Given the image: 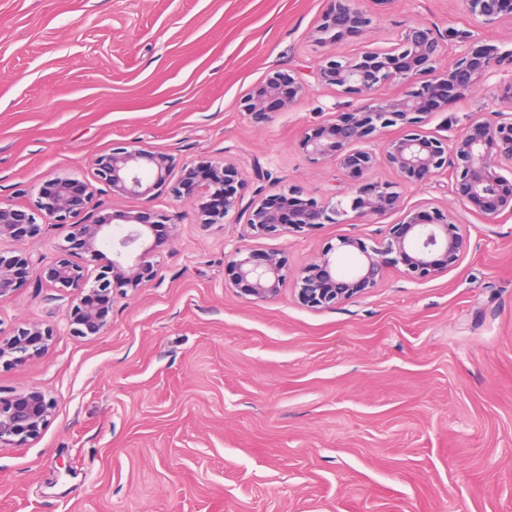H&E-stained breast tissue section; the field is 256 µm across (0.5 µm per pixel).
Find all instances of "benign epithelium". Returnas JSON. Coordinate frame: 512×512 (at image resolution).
I'll list each match as a JSON object with an SVG mask.
<instances>
[{"instance_id":"obj_1","label":"benign epithelium","mask_w":512,"mask_h":512,"mask_svg":"<svg viewBox=\"0 0 512 512\" xmlns=\"http://www.w3.org/2000/svg\"><path fill=\"white\" fill-rule=\"evenodd\" d=\"M469 12L482 27L512 19V0H467ZM371 19L356 0H330L317 32L328 47L318 64V82L355 99L357 105L302 133L300 149L314 161L333 162L351 180L350 187L318 200L299 187H290L250 205L246 227L256 234L303 233L321 224L380 219L395 210L399 194L390 183H357L379 163L393 168L407 182L425 185L448 172L453 193L485 220L512 217V78L501 96L506 105L485 112L465 130L444 122V135L421 129L425 117L448 110V103L469 97L479 80L485 81L512 65V49L487 41L473 47L464 40L447 71L421 79V72L446 52L447 44L426 24L407 27L383 49H369L348 58L335 49L345 36L360 33ZM386 83L400 86L391 98L378 95ZM308 93L299 76L276 72L242 98L243 111L257 119L286 111ZM401 123L405 134L386 142L382 152L365 146L370 136ZM173 162L144 149L116 151L98 160V177L114 196L141 197L166 184ZM204 178L189 185L187 194L208 201L200 208L203 224H217L241 205L239 184L229 178L233 168L223 161L203 163ZM70 229L68 240L92 259L101 256L99 244L111 241L112 258L95 278L87 266L71 258L69 250L33 255L23 250L0 251V301L9 299L21 280L35 275L48 287L75 302L65 318L71 333L97 336L110 321L115 294L135 292L156 277L151 261L159 238H168L180 216L154 223L142 213H101V203L86 185L56 177L38 191L33 206L20 207L0 199V243L33 238L42 231L37 219ZM465 246L462 225L425 200L409 209L403 222L391 225L388 235L373 246L356 238L340 247L355 254L350 271L323 256L303 269L296 280L299 302L313 310L352 299L360 290L375 287L390 267L401 265L412 280L448 271ZM231 277L227 286L245 299H270L288 280V266L277 253L257 255L243 245L227 256ZM56 330L35 324L0 341V360L18 365L47 351ZM54 399L40 390L0 395V447L15 448L37 440L49 422Z\"/></svg>"}]
</instances>
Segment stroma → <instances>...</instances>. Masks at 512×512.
<instances>
[{"label":"stroma","mask_w":512,"mask_h":512,"mask_svg":"<svg viewBox=\"0 0 512 512\" xmlns=\"http://www.w3.org/2000/svg\"><path fill=\"white\" fill-rule=\"evenodd\" d=\"M329 0H0V198L27 206L45 181L95 185L105 212L179 216L155 250L157 277L115 297L101 335L75 336L69 298L36 278L0 302V338L55 327L48 351L0 365V393L56 400L41 437L0 447V512H512V218L485 223L447 175L426 185L380 165L401 207L371 223L250 238L292 271L341 239L373 244L426 199L454 212L467 249L422 282L388 269L350 301L311 310L292 286L245 301L224 257L248 206L296 185L346 189L300 153L303 129L350 96L312 84L290 110L255 120L242 96L266 73L315 71L311 36ZM372 18L338 52L388 46L423 22L448 44L512 48V20L477 30L464 0H360ZM481 84L448 112L463 128L495 109ZM238 169L243 204L203 225L172 185L115 197L96 162L120 147Z\"/></svg>","instance_id":"stroma-1"}]
</instances>
